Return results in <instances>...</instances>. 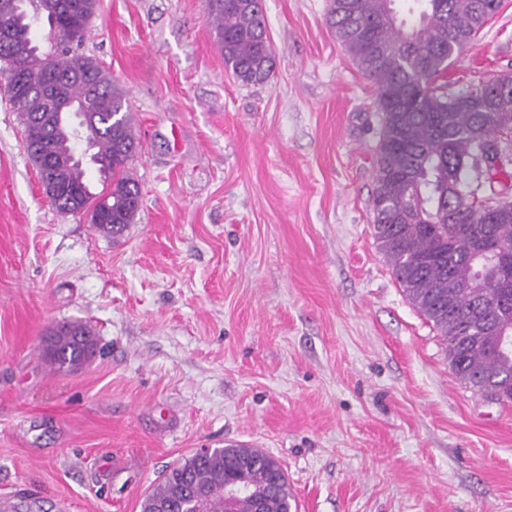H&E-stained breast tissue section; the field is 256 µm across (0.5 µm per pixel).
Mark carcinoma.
Returning a JSON list of instances; mask_svg holds the SVG:
<instances>
[{
	"mask_svg": "<svg viewBox=\"0 0 512 512\" xmlns=\"http://www.w3.org/2000/svg\"><path fill=\"white\" fill-rule=\"evenodd\" d=\"M62 0H0V29L12 31L0 62L19 78L6 89L24 127L27 153L50 202L62 213H87L105 234L132 223L140 189L129 164L139 151L125 94L93 59L70 44L85 35L97 0H78L81 10L59 20L53 53H45L32 29ZM398 0H330L328 23L352 62L376 86L379 132L375 146L377 187L372 201L373 236L409 302L443 337L449 365L466 386L512 403V209L494 214L500 165L490 164L488 144L512 131V76L507 86L483 84L457 93L442 78L499 9V0H413L412 26L401 20ZM208 23L224 66L245 84H262L275 69L260 0H207ZM71 82L67 94L81 105L87 87L96 116L88 131L91 159L98 163L101 191H91L83 164L68 162L80 142L66 128L44 133L50 111L39 89L49 64ZM43 355L59 372L76 369L97 351L83 321L49 332ZM275 465L258 448H214L193 453L162 475L140 503V512L176 501L189 489L204 512H225L219 484L224 471L267 493L269 512H291L288 478L269 487Z\"/></svg>",
	"mask_w": 512,
	"mask_h": 512,
	"instance_id": "1",
	"label": "carcinoma"
}]
</instances>
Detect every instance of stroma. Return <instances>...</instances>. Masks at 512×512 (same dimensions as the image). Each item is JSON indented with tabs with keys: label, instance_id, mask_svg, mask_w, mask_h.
Returning <instances> with one entry per match:
<instances>
[{
	"label": "stroma",
	"instance_id": "1",
	"mask_svg": "<svg viewBox=\"0 0 512 512\" xmlns=\"http://www.w3.org/2000/svg\"><path fill=\"white\" fill-rule=\"evenodd\" d=\"M272 77L224 66L206 0H98L72 49L122 89L140 150L121 235L45 197L0 72V500L140 512L196 448L273 456L298 512H512V404L452 373L373 237L376 87L329 0H263ZM512 74V0L448 91ZM90 323L48 374L42 338ZM68 327V330L64 326ZM51 345L45 347V360L58 372L76 369L86 352L95 353L97 343L92 328L83 321L64 322L48 335Z\"/></svg>",
	"mask_w": 512,
	"mask_h": 512
}]
</instances>
